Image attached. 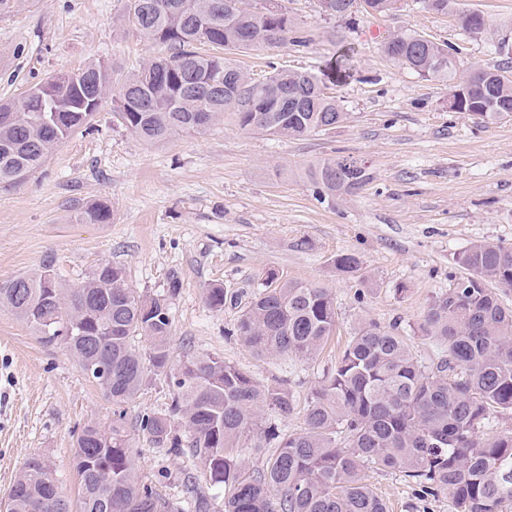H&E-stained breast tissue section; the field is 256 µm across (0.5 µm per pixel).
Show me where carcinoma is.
<instances>
[{"mask_svg": "<svg viewBox=\"0 0 512 512\" xmlns=\"http://www.w3.org/2000/svg\"><path fill=\"white\" fill-rule=\"evenodd\" d=\"M349 2L339 15L371 7L399 10L402 0ZM459 0H417L437 14L456 13L462 30L486 33L458 8ZM126 24L137 37L163 45L168 54L134 72L115 77L107 65L89 64L56 74L20 95L0 100L18 119L0 123V184H15L39 169L53 150L90 123L98 103H112L116 120L149 145L196 133L229 116L245 132L300 138L335 128L347 119L330 86L351 76L349 53L328 71L278 67L254 80L224 54L246 52L271 40L304 46L284 0H129ZM384 52L424 78L453 80L452 46L398 34ZM470 95L485 123L512 118L495 111L492 99L512 101V71L499 64L472 74ZM324 197L353 194L369 180L352 159H330L310 172ZM89 224H107L111 207L94 202L80 214ZM467 271L436 297L423 327L443 341L446 354L421 364L404 337L374 321L355 330L336 365L323 372L307 398L306 426L280 435L264 415L286 417L292 391L261 384L216 354L192 353L175 364L168 341L172 301L180 280L173 275L163 298L142 295L126 284L112 263L94 269L70 288L51 265L35 275L0 286V310L24 321L46 345L61 344L84 370L97 352L112 365V383H95L115 404L134 398L153 377L170 388L165 411L144 414L139 427L160 448H173L201 461L213 483L224 487V512H388L365 482L367 470L404 473L425 498L448 496L452 512H512V428L488 432L494 413L512 420V308L501 294L512 291V244L480 241L453 256ZM224 286L211 285L205 301L221 310ZM336 328L332 293L299 282H275L244 302L236 333L258 356L313 359ZM149 341L143 350L134 338ZM184 434L175 435V427ZM263 435L275 451L254 467L242 448ZM47 457L30 458L7 495L9 512H170L169 503L142 482L123 415L109 424L91 421L74 441L73 464L79 498L62 493ZM181 483L195 512H212L192 470Z\"/></svg>", "mask_w": 512, "mask_h": 512, "instance_id": "cac0c4a2", "label": "carcinoma"}]
</instances>
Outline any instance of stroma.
<instances>
[{
	"label": "stroma",
	"mask_w": 512,
	"mask_h": 512,
	"mask_svg": "<svg viewBox=\"0 0 512 512\" xmlns=\"http://www.w3.org/2000/svg\"><path fill=\"white\" fill-rule=\"evenodd\" d=\"M489 22L468 37L456 15L425 11L405 0L392 14L324 15L319 0H288L307 46H263L233 54L249 77L271 68H324L339 48L355 53L356 72L333 93L349 120L325 134L275 138L218 122L192 136L148 145L120 126L104 104L88 126L60 143L21 183L0 185V284L52 264L67 285L98 265L126 271L137 292L162 296L170 276L181 288L173 302V360L208 352L249 371L259 383L281 382L294 393L293 412L275 417L280 433L299 431L306 400L334 366L359 320L396 327L425 365L443 344L423 330L434 298L460 278L455 253L477 241L512 244V120L477 122L448 109L450 88L402 69L382 40L403 30L457 48V74L496 64L495 45L512 39V0H460ZM128 0H27L0 16V99L17 96L60 71L103 62L128 73L164 54L129 35ZM351 158L371 179L350 195L321 199L309 170ZM112 207L107 224L78 217L93 202ZM343 254L359 272L336 267ZM328 289L336 329L316 358L263 357L236 336L240 310L211 309L205 290L249 294L269 276ZM169 387L156 379L125 404L143 482L172 512H186L181 471L191 466L200 488L221 505L224 491L201 464L155 447L136 425L164 411ZM114 405L63 346L41 344L16 317L0 311V498L30 457H48L66 498L77 494L74 434L88 421L111 422ZM365 481L389 512H449L446 496L420 498L402 473L370 471Z\"/></svg>",
	"instance_id": "stroma-1"
}]
</instances>
